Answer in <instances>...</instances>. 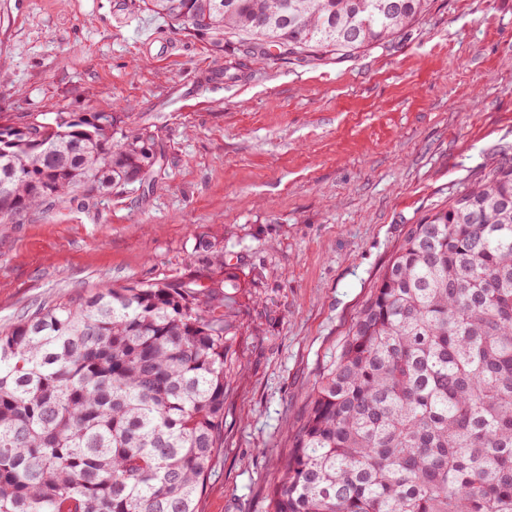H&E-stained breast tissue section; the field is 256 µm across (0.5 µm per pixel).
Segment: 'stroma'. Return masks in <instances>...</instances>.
I'll return each mask as SVG.
<instances>
[{"label":"stroma","instance_id":"stroma-1","mask_svg":"<svg viewBox=\"0 0 512 512\" xmlns=\"http://www.w3.org/2000/svg\"><path fill=\"white\" fill-rule=\"evenodd\" d=\"M0 113L109 112L167 162L135 190L0 224V327L57 296L237 266L244 375L200 512H266L290 424L410 225L512 163V0H431L390 42L300 61L243 54L141 0H11ZM166 53L146 49L141 34Z\"/></svg>","mask_w":512,"mask_h":512}]
</instances>
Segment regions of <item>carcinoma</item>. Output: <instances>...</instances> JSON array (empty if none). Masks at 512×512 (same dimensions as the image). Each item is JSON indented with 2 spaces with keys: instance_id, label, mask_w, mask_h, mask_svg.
<instances>
[{
  "instance_id": "obj_1",
  "label": "carcinoma",
  "mask_w": 512,
  "mask_h": 512,
  "mask_svg": "<svg viewBox=\"0 0 512 512\" xmlns=\"http://www.w3.org/2000/svg\"><path fill=\"white\" fill-rule=\"evenodd\" d=\"M430 0H142L217 49L387 43ZM110 112L0 115V220L141 184ZM236 268L75 292L0 330V512H198L243 374ZM268 512H512V165L412 224L316 379Z\"/></svg>"
}]
</instances>
